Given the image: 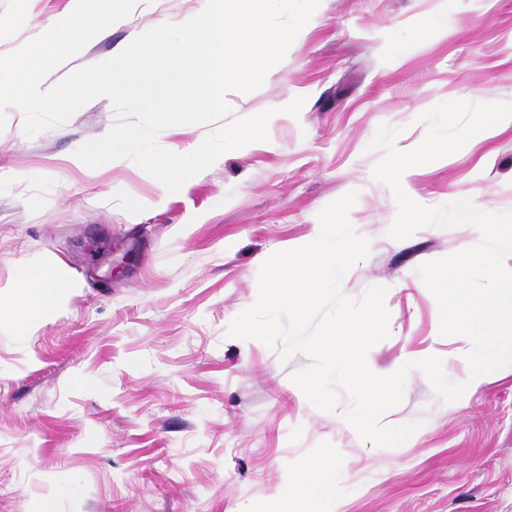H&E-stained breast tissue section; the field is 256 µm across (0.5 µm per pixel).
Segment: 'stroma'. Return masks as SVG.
I'll list each match as a JSON object with an SVG mask.
<instances>
[{"mask_svg": "<svg viewBox=\"0 0 512 512\" xmlns=\"http://www.w3.org/2000/svg\"><path fill=\"white\" fill-rule=\"evenodd\" d=\"M67 0H0V55L45 30ZM202 0H138L129 20L88 44L66 70L117 55L160 19ZM447 18L440 26L439 18ZM261 87L228 92L223 124L272 110L268 138L224 153L174 194L132 161L98 172L68 155L115 117L99 97L65 124L23 135L7 113L0 133V288L17 263L50 257L76 283L26 338L0 327V512H271L295 471L328 470L336 495L311 512H512V366L446 402L420 370L380 417L417 423L402 445L363 440L316 408L291 376L307 367L283 343L230 337L258 296L262 264L313 241L318 215L349 192L348 218L369 254L341 283L360 299L387 289L383 367L438 356L466 383L465 358L439 333L438 304L418 268L471 241L468 226L389 237L398 206L373 176L380 125L409 151L422 113L452 100L512 102V0H320ZM304 98L299 115L285 113ZM425 206L470 193L487 212L512 211V129L485 130L458 152L414 167ZM132 252L109 274V253Z\"/></svg>", "mask_w": 512, "mask_h": 512, "instance_id": "stroma-1", "label": "stroma"}]
</instances>
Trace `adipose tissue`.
I'll return each mask as SVG.
<instances>
[{"label":"adipose tissue","mask_w":512,"mask_h":512,"mask_svg":"<svg viewBox=\"0 0 512 512\" xmlns=\"http://www.w3.org/2000/svg\"><path fill=\"white\" fill-rule=\"evenodd\" d=\"M72 286L53 260L20 263L8 291L0 292V325H12L18 335H27L57 309Z\"/></svg>","instance_id":"obj_1"}]
</instances>
